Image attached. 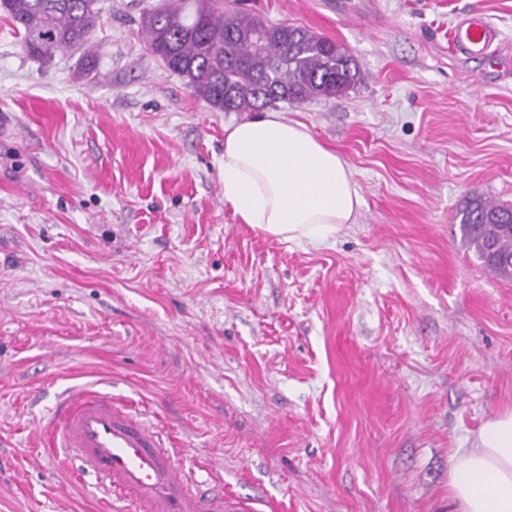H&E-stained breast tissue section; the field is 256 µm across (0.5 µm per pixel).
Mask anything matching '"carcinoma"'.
I'll use <instances>...</instances> for the list:
<instances>
[{"mask_svg":"<svg viewBox=\"0 0 512 512\" xmlns=\"http://www.w3.org/2000/svg\"><path fill=\"white\" fill-rule=\"evenodd\" d=\"M101 0H0V10L35 57L80 49L92 59ZM153 54L193 93L224 111L257 112L279 101L335 99L361 79L347 48L300 26L268 27L208 0H163L140 16ZM461 241L483 266L512 277V208L466 198L456 214Z\"/></svg>","mask_w":512,"mask_h":512,"instance_id":"1","label":"carcinoma"}]
</instances>
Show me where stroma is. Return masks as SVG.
<instances>
[{
	"label": "stroma",
	"instance_id": "obj_1",
	"mask_svg": "<svg viewBox=\"0 0 512 512\" xmlns=\"http://www.w3.org/2000/svg\"><path fill=\"white\" fill-rule=\"evenodd\" d=\"M102 0L96 64L34 59L0 13V512H128L64 481L49 407L98 379L197 481L263 512H453L450 463L512 410V279L455 219L512 204V73L448 42L512 0H212L342 43L362 78L276 111L346 160L362 204L325 242L224 202V127Z\"/></svg>",
	"mask_w": 512,
	"mask_h": 512
}]
</instances>
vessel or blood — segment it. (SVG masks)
Instances as JSON below:
<instances>
[{
	"instance_id": "b4317fda",
	"label": "vessel or blood",
	"mask_w": 512,
	"mask_h": 512,
	"mask_svg": "<svg viewBox=\"0 0 512 512\" xmlns=\"http://www.w3.org/2000/svg\"><path fill=\"white\" fill-rule=\"evenodd\" d=\"M452 45L469 56L487 55L500 32L476 14L462 16L448 31ZM45 432L63 462L76 463L96 488L127 501L131 512H259L254 502L190 481L144 413L102 387L72 388L52 406Z\"/></svg>"
}]
</instances>
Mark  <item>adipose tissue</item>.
<instances>
[{
    "mask_svg": "<svg viewBox=\"0 0 512 512\" xmlns=\"http://www.w3.org/2000/svg\"><path fill=\"white\" fill-rule=\"evenodd\" d=\"M223 179L241 223L288 241L323 242L361 205L346 161L277 111L225 127ZM449 487L456 512H512V411L453 456Z\"/></svg>",
    "mask_w": 512,
    "mask_h": 512,
    "instance_id": "1",
    "label": "adipose tissue"
}]
</instances>
